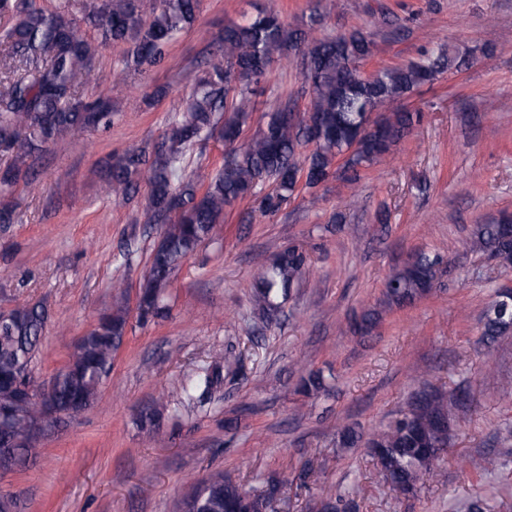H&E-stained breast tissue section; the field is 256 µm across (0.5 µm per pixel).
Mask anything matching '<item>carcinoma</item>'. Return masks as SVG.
<instances>
[{
	"label": "carcinoma",
	"mask_w": 512,
	"mask_h": 512,
	"mask_svg": "<svg viewBox=\"0 0 512 512\" xmlns=\"http://www.w3.org/2000/svg\"><path fill=\"white\" fill-rule=\"evenodd\" d=\"M141 2L59 0L48 11L33 0H0V17L8 22L0 33V154L12 159L0 171L1 229L16 221L19 184L32 187L24 170L30 158L67 137L112 129L119 112L112 98L88 100L81 92L101 46L124 47L116 77L147 74L163 63L176 36L197 20L199 0H153L148 10L142 9ZM81 22L95 27L100 39L86 37ZM315 24L312 20L305 27L292 26L269 11L246 24L224 27L163 141L152 148L128 149L107 162L104 193L126 203L138 192L140 181H145L146 223L160 228L149 270L139 286L138 322L164 316L163 298L175 272L199 246L217 237L225 207L251 196L255 211L268 216L300 192L317 200L319 176L334 170L336 157L354 142L356 153L343 172L348 174L347 181H355L359 168L381 160L390 152L391 142L402 140L413 129V113L384 112L382 105L435 80L455 61L442 53L424 63L385 68L364 78L352 60L370 54L369 36L359 31L322 36ZM292 56L304 62L303 77L310 88L305 111L312 113L313 125L282 121L280 112L288 103L281 102L266 113L263 126L252 138L234 145L251 118L256 77L269 65ZM231 72L239 81L233 91L228 86ZM373 116L385 130L362 133ZM211 140L231 145L224 164L202 176L187 172V155L194 150L204 152ZM266 183L273 189L264 194ZM508 224L505 220L475 225L471 245L494 258H512V233L504 231ZM308 263L306 251L298 245L262 259L263 274L252 293L255 305L266 310L281 308ZM440 263V254L420 252L412 264L394 270L385 285L388 302L400 306L424 296ZM511 318L512 311L495 300L485 316V343L492 344L512 330ZM47 319L42 304H23L12 309L8 324L0 325L1 405L12 400V379L31 371ZM129 326V296L119 290L112 295V305L99 315L98 324L74 347L67 365L50 379L52 399L62 413L96 401ZM236 364L222 351L210 356L182 387L181 403L208 404L224 384V370ZM325 388L319 373L310 374L302 383L307 395ZM464 408L462 394L448 401L430 386L419 390L405 412L365 442L384 480L404 494L414 492L421 476L434 474L436 460L448 447L450 434H439L437 422H456V412ZM162 417L160 408L150 406L139 414L136 424L153 434ZM337 436L342 448L361 440L350 425L339 427ZM267 502L266 492H244L218 474L184 499L181 512H269ZM354 508V498L345 495L320 502V512H353Z\"/></svg>",
	"instance_id": "obj_1"
}]
</instances>
